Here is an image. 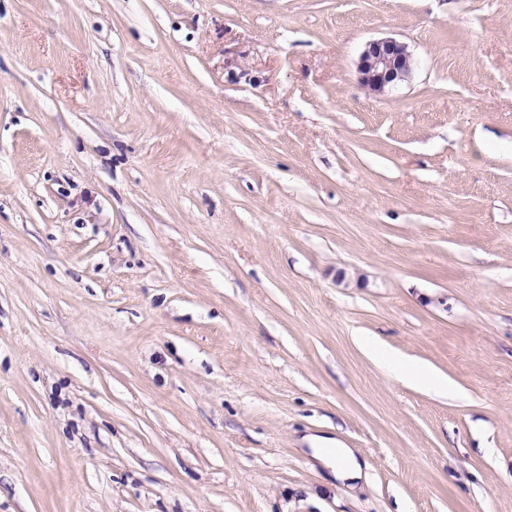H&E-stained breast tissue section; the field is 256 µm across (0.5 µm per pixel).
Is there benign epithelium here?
<instances>
[{
    "instance_id": "obj_1",
    "label": "benign epithelium",
    "mask_w": 512,
    "mask_h": 512,
    "mask_svg": "<svg viewBox=\"0 0 512 512\" xmlns=\"http://www.w3.org/2000/svg\"><path fill=\"white\" fill-rule=\"evenodd\" d=\"M413 67L408 46L393 38L368 42L358 61L361 83L369 91L384 94L406 81Z\"/></svg>"
}]
</instances>
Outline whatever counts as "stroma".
<instances>
[{"instance_id":"stroma-1","label":"stroma","mask_w":512,"mask_h":512,"mask_svg":"<svg viewBox=\"0 0 512 512\" xmlns=\"http://www.w3.org/2000/svg\"><path fill=\"white\" fill-rule=\"evenodd\" d=\"M0 512H512V0H0ZM412 67L413 57L407 45L393 38L368 42L358 61L362 85L377 94L405 82ZM361 346L395 379L426 387L443 395L453 392V387L448 382V378L443 377L430 367L395 358L385 353L374 339H363ZM307 440L313 446L312 453L331 469L335 480L355 482L361 478L363 466L351 448L325 437H308Z\"/></svg>"}]
</instances>
